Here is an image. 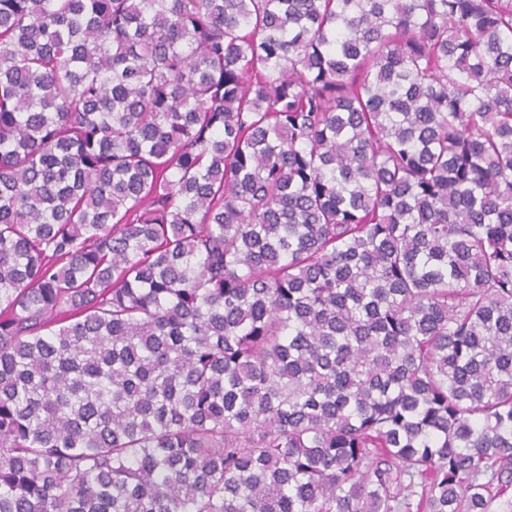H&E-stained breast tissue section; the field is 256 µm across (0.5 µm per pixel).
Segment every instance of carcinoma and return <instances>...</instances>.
Returning a JSON list of instances; mask_svg holds the SVG:
<instances>
[{
    "mask_svg": "<svg viewBox=\"0 0 512 512\" xmlns=\"http://www.w3.org/2000/svg\"><path fill=\"white\" fill-rule=\"evenodd\" d=\"M512 0H0V512H512Z\"/></svg>",
    "mask_w": 512,
    "mask_h": 512,
    "instance_id": "carcinoma-1",
    "label": "carcinoma"
}]
</instances>
